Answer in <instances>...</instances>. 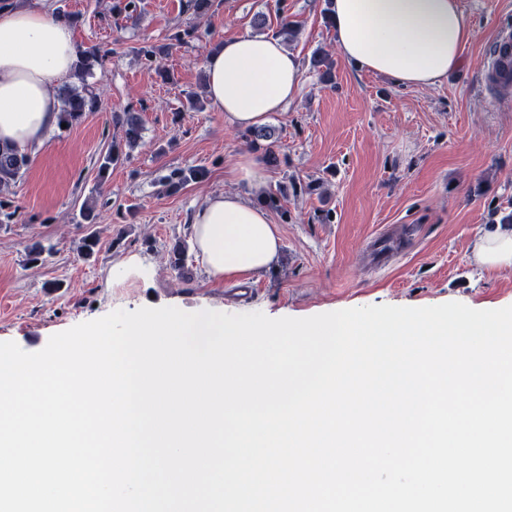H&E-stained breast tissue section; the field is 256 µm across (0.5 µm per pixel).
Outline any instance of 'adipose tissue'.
Listing matches in <instances>:
<instances>
[{
  "mask_svg": "<svg viewBox=\"0 0 512 512\" xmlns=\"http://www.w3.org/2000/svg\"><path fill=\"white\" fill-rule=\"evenodd\" d=\"M329 9L341 56L406 87L442 85L463 66L472 39L462 0H331ZM77 57L63 20L0 0V146L42 144L58 121L54 87L72 76ZM205 68L212 107L239 129L264 125L300 91L299 57L275 35L224 39L208 52ZM230 177L247 194L210 195L193 217L195 249L214 283L269 270L283 247L268 209L256 200L267 187L263 162L244 155ZM471 257L512 270V226L477 237Z\"/></svg>",
  "mask_w": 512,
  "mask_h": 512,
  "instance_id": "adipose-tissue-1",
  "label": "adipose tissue"
}]
</instances>
